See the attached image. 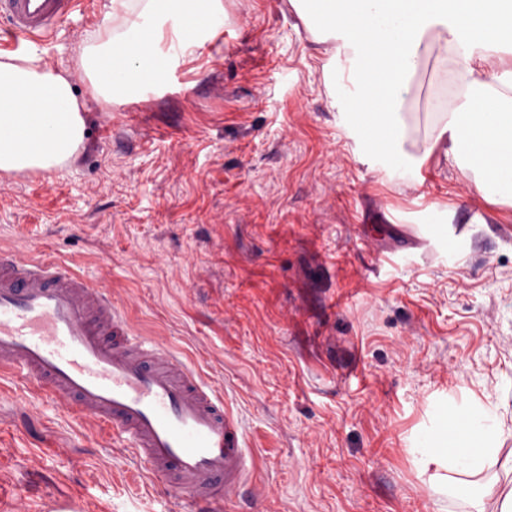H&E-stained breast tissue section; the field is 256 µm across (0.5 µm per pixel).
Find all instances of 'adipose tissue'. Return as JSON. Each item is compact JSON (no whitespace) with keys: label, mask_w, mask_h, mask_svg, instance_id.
Listing matches in <instances>:
<instances>
[{"label":"adipose tissue","mask_w":512,"mask_h":512,"mask_svg":"<svg viewBox=\"0 0 512 512\" xmlns=\"http://www.w3.org/2000/svg\"><path fill=\"white\" fill-rule=\"evenodd\" d=\"M323 45L335 104L391 179L417 184L436 155L456 166L485 200L512 206V0H289ZM120 30L89 44L81 64L95 94L111 98L159 82L173 55L216 26L222 0H109ZM152 59L141 71L140 57ZM437 58L435 84L449 88L428 115L423 140L404 118L412 79ZM86 121L63 74L34 54H0V172L67 167ZM503 424L494 407L439 402L415 441L424 464L449 469L435 492L484 512L480 473L498 462Z\"/></svg>","instance_id":"ef3b65f1"}]
</instances>
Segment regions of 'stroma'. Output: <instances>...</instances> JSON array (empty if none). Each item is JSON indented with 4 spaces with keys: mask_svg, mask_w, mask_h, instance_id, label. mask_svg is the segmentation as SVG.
Segmentation results:
<instances>
[{
    "mask_svg": "<svg viewBox=\"0 0 512 512\" xmlns=\"http://www.w3.org/2000/svg\"><path fill=\"white\" fill-rule=\"evenodd\" d=\"M83 0L54 35L0 21V53L69 78L76 161L0 173V248L64 259L111 289L146 341L223 391L260 479L232 512H465L434 495L413 441L437 401L507 427L486 512L512 491V207L447 162L387 180L343 125L324 55L288 0H223L161 83L107 103L79 55L121 25ZM467 234L457 260L406 258L429 206ZM0 512H184L128 449L66 404L0 377Z\"/></svg>",
    "mask_w": 512,
    "mask_h": 512,
    "instance_id": "stroma-1",
    "label": "stroma"
}]
</instances>
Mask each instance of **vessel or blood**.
I'll return each instance as SVG.
<instances>
[{
    "label": "vessel or blood",
    "instance_id": "1",
    "mask_svg": "<svg viewBox=\"0 0 512 512\" xmlns=\"http://www.w3.org/2000/svg\"><path fill=\"white\" fill-rule=\"evenodd\" d=\"M79 0H0L22 36L56 31ZM0 374L63 398L125 442L153 485L192 512H224L256 467L224 395L167 348L138 336L110 292L50 255L0 249Z\"/></svg>",
    "mask_w": 512,
    "mask_h": 512
}]
</instances>
